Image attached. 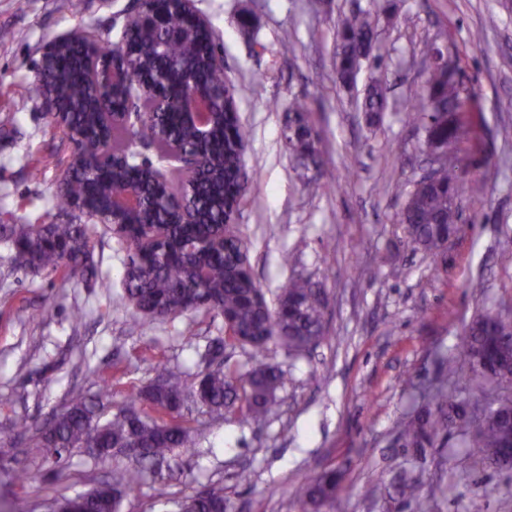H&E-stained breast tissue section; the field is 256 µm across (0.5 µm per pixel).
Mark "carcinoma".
Masks as SVG:
<instances>
[{"label":"carcinoma","mask_w":512,"mask_h":512,"mask_svg":"<svg viewBox=\"0 0 512 512\" xmlns=\"http://www.w3.org/2000/svg\"><path fill=\"white\" fill-rule=\"evenodd\" d=\"M378 18L370 12H353L343 16L336 34V76L344 84L356 80L362 61L371 58L373 32ZM86 29L75 30L57 47L64 63L55 68V88L70 104L84 101L92 87L91 73L78 71L71 60L85 53ZM211 38L208 32L195 31L188 41L170 45L161 55L139 53L125 61L132 73L154 72L169 79L168 107L174 109L184 93L183 78L173 67L188 64L198 79L210 83H227L226 76L206 66ZM459 85L443 67L431 68L424 88L408 100L406 117L412 125H422L424 143L452 140L463 128L448 103L458 98ZM386 88L371 78L362 103V111L373 116L384 111ZM289 152L304 168L319 163L320 135L307 118L304 95L294 96ZM70 124L81 131L96 132L93 112H71ZM138 139L167 154L173 142L192 144L193 133L186 127L165 131L147 121L138 128L115 125L108 138L114 157L127 152L128 141ZM246 139L238 114L224 113L216 122L210 139L203 145L214 162L209 176L193 187L195 200L202 211V223L174 224L165 247L174 248L182 238H194L203 246L191 253L160 255L147 262L139 257V247L127 244L132 251L125 272L128 298L134 308L151 317H177L195 310L194 303L203 297L214 302L213 309L224 315L226 345H249L264 348L277 341L294 355L320 346L325 340V311L328 297L324 289L305 279H292L282 290L275 306L268 305L259 284L238 266L239 238L229 240L226 252L213 251L206 243L220 231L225 192L242 183L249 187L243 171L237 142ZM73 181L86 199L94 202L106 197L104 174L95 168H73ZM138 188L155 197L175 190L158 184L151 169L141 172ZM471 197L485 193L480 179L465 182L462 159L458 152H448V159L434 171L430 184L412 185L406 193L401 211L407 237L413 248L437 257L457 217L454 202L463 189ZM92 236L86 224H18L12 229V245L17 263L33 273H60L63 278H82L92 271L89 243ZM461 354L441 362L442 377L432 388L428 405L406 421L397 441L403 448H435L454 435L456 447L469 448L478 461L500 470H512V397L503 390L512 387V315L502 309L485 306L460 337ZM160 386H148L135 392L132 400L110 418H102L95 402L78 400L56 413L50 425L40 432L38 443L60 461L70 448H87L98 461L112 458V449L126 443L137 449L140 466L113 471L110 481L88 492L57 501V512H119L121 495L139 487L148 466L167 458L175 448H190L192 428L180 420V409L187 392L210 413L241 402L245 416L254 420L269 413L278 403V390L284 384V371L264 361L243 374L230 369L204 372L187 388L182 372L164 364L155 366ZM468 374L469 388L464 396L448 389V383ZM421 476L405 472L398 476L389 494L399 505L416 504L417 512H427L420 498ZM341 479L334 469L317 477L304 476L298 481L297 497L301 512H336ZM224 489L210 494L186 496L177 502L176 512H227Z\"/></svg>","instance_id":"cac0c4a2"}]
</instances>
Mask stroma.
Returning a JSON list of instances; mask_svg holds the SVG:
<instances>
[{"instance_id":"35a3bbf8","label":"stroma","mask_w":512,"mask_h":512,"mask_svg":"<svg viewBox=\"0 0 512 512\" xmlns=\"http://www.w3.org/2000/svg\"><path fill=\"white\" fill-rule=\"evenodd\" d=\"M129 0H0V512L25 502L48 512L61 496L108 481L109 468L134 464L119 453L111 466L73 449L52 463L37 445L46 419L71 400L102 395L107 414L153 381L162 362L195 382L224 339L222 316L204 310L154 319L140 332L123 281L127 251L100 224L90 243L94 275L65 281L19 267L7 240L13 224L74 223L53 201L72 144L42 113L39 99L9 90L34 84L44 43L95 24L108 33ZM219 31L224 73L238 87L247 132L250 192L236 229L249 248L253 276L269 303L290 278L311 280L328 295L326 341L294 356L279 343L263 352L226 349L246 371L255 355L281 366L280 404L265 419L240 407L211 414L193 401L181 413L196 428L192 453L150 468L120 512H169L172 499L220 487L228 512H299V477L341 471L337 512H416L395 508L385 493L406 469L421 474L429 512H466L472 489L485 512H512V471L449 458L447 449L417 451L396 442L400 423L422 403L438 376V355L458 354L459 337L483 305L512 310V9L501 0H197ZM379 13L374 52L380 71L363 64L356 83L335 73L336 20L355 9ZM252 32L243 34L242 21ZM457 56L479 115L464 119L462 164L486 184L462 196V217L442 257L408 244L399 218L410 183L421 174L423 131L405 117L420 89L427 42ZM390 88L387 110L369 121L361 105L372 73ZM304 94L320 130L323 180L297 165L285 145L289 105ZM39 167H32V159ZM482 280V294L470 284ZM51 317H43L44 308ZM82 319H75V312ZM27 417L28 432L15 429ZM250 483L236 480L241 469Z\"/></svg>"}]
</instances>
